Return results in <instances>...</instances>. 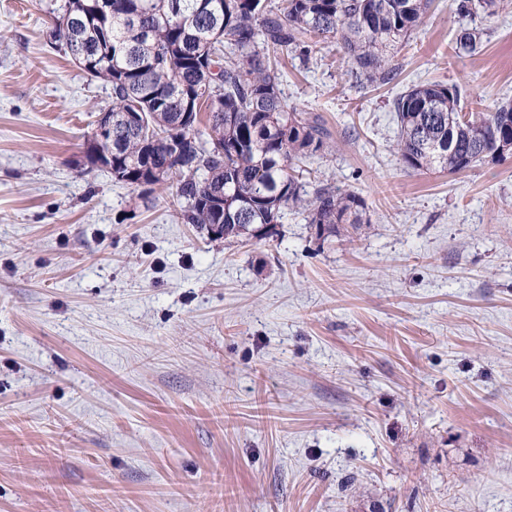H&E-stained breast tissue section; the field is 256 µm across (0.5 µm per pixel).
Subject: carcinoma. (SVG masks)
<instances>
[{"instance_id":"cac0c4a2","label":"carcinoma","mask_w":512,"mask_h":512,"mask_svg":"<svg viewBox=\"0 0 512 512\" xmlns=\"http://www.w3.org/2000/svg\"><path fill=\"white\" fill-rule=\"evenodd\" d=\"M431 0H112L99 14L92 0H66L76 18L53 37L71 57L86 52V74L111 90L112 178L140 187L138 165L151 160L154 185L172 187L178 218L202 230L224 225V240H248L288 212L303 215L328 240L369 223L365 203L324 185L308 197L303 160L331 149L322 118L288 104L280 85L288 59L307 63L334 44L362 87L390 83L394 57L424 21ZM501 0H459L463 16L497 13ZM456 40L470 56L482 31ZM457 84L409 87L393 100L392 150L412 172H463L497 153L512 154V104L464 115ZM142 112L145 123L119 121ZM224 192V207L217 205Z\"/></svg>"}]
</instances>
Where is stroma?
<instances>
[{
  "mask_svg": "<svg viewBox=\"0 0 512 512\" xmlns=\"http://www.w3.org/2000/svg\"><path fill=\"white\" fill-rule=\"evenodd\" d=\"M64 3L0 0V512H512V156L412 173L390 149L410 86L512 100V6L435 0L375 89L327 48L288 63L336 145L308 191L369 222L227 243L85 172L110 89L51 37ZM457 11L463 16H474L483 13L490 17L497 13L500 8L501 0H459Z\"/></svg>",
  "mask_w": 512,
  "mask_h": 512,
  "instance_id": "35a3bbf8",
  "label": "stroma"
}]
</instances>
